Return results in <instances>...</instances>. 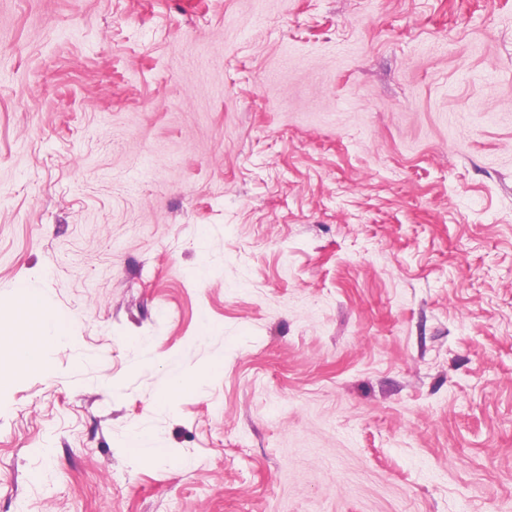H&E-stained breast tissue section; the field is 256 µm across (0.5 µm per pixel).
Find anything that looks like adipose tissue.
I'll list each match as a JSON object with an SVG mask.
<instances>
[{
	"instance_id": "adipose-tissue-1",
	"label": "adipose tissue",
	"mask_w": 512,
	"mask_h": 512,
	"mask_svg": "<svg viewBox=\"0 0 512 512\" xmlns=\"http://www.w3.org/2000/svg\"><path fill=\"white\" fill-rule=\"evenodd\" d=\"M12 311L19 330L13 344L12 369H30L40 362L42 346L57 337L66 335L68 321L65 317L47 312L41 298L27 287H19Z\"/></svg>"
}]
</instances>
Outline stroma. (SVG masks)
I'll use <instances>...</instances> for the list:
<instances>
[{"instance_id": "obj_1", "label": "stroma", "mask_w": 512, "mask_h": 512, "mask_svg": "<svg viewBox=\"0 0 512 512\" xmlns=\"http://www.w3.org/2000/svg\"><path fill=\"white\" fill-rule=\"evenodd\" d=\"M21 284L0 512H512V0H0ZM12 311L19 326L13 344L11 369H30L40 362L42 346L59 336H65L68 321L65 317L47 312L41 298L20 285ZM130 453L142 460L154 459L163 454V449L154 448L150 434L146 430L135 431L129 439Z\"/></svg>"}]
</instances>
